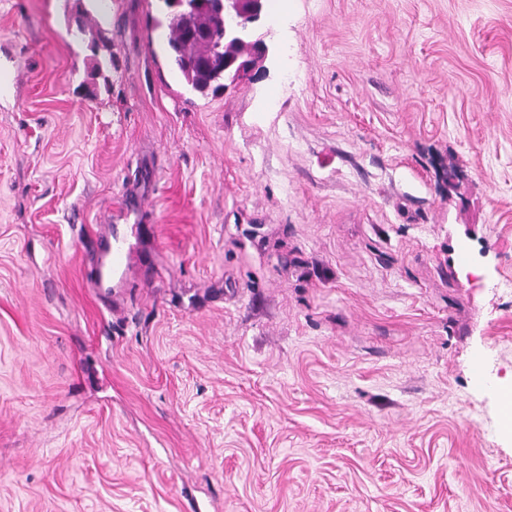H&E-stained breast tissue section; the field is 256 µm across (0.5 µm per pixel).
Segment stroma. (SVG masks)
<instances>
[{
  "label": "stroma",
  "mask_w": 512,
  "mask_h": 512,
  "mask_svg": "<svg viewBox=\"0 0 512 512\" xmlns=\"http://www.w3.org/2000/svg\"><path fill=\"white\" fill-rule=\"evenodd\" d=\"M256 29L201 98L161 0H0V512H512V0ZM127 240L118 229H112L106 236L97 240L92 249L93 258L88 259L89 265L95 269V275L90 280L99 291H109L112 288V277L118 276L120 281L126 280L128 266Z\"/></svg>",
  "instance_id": "35a3bbf8"
}]
</instances>
